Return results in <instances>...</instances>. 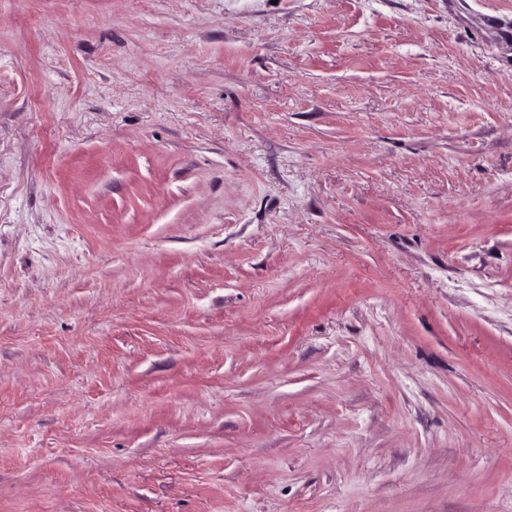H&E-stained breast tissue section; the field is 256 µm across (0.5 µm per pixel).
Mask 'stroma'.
Listing matches in <instances>:
<instances>
[{
    "label": "stroma",
    "instance_id": "35a3bbf8",
    "mask_svg": "<svg viewBox=\"0 0 512 512\" xmlns=\"http://www.w3.org/2000/svg\"><path fill=\"white\" fill-rule=\"evenodd\" d=\"M0 512H512V0H0Z\"/></svg>",
    "mask_w": 512,
    "mask_h": 512
}]
</instances>
